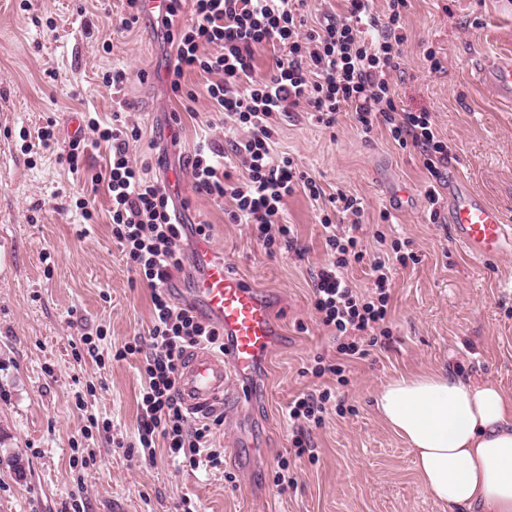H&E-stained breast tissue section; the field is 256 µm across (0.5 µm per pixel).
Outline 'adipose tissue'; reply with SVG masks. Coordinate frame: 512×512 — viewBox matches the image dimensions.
<instances>
[{
  "instance_id": "1",
  "label": "adipose tissue",
  "mask_w": 512,
  "mask_h": 512,
  "mask_svg": "<svg viewBox=\"0 0 512 512\" xmlns=\"http://www.w3.org/2000/svg\"><path fill=\"white\" fill-rule=\"evenodd\" d=\"M375 407L444 512H512V395L437 369L381 387Z\"/></svg>"
}]
</instances>
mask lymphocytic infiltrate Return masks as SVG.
Segmentation results:
<instances>
[{"label": "lymphocytic infiltrate", "instance_id": "lymphocytic-infiltrate-1", "mask_svg": "<svg viewBox=\"0 0 512 512\" xmlns=\"http://www.w3.org/2000/svg\"><path fill=\"white\" fill-rule=\"evenodd\" d=\"M187 19H180L182 0H169L159 19L164 40L174 52L167 69L173 93H182L186 74L205 75L207 97L221 116L229 138L225 146L199 142L190 159L198 194L220 201L231 199L233 223L250 226L267 254L293 246L294 233L283 219L286 198L304 192L321 202L320 218L331 261L313 280L311 307L318 322L339 338L341 362L315 358L307 372L315 378L334 375L347 384L352 362L375 346V333L389 315L390 290L396 266L407 265L412 253L395 242L394 259L369 261L373 287L357 292L344 271L364 261L360 217L364 204L345 190L326 194L316 177L296 168L292 160H274L276 123L286 107H304L317 124L330 128L341 112L352 113L358 129L370 134L377 121L388 125L399 147L417 149L431 177L447 163L451 151L441 140L432 115L399 108L389 79L400 67L407 39L403 13L407 0H388V10L373 11V0H345L344 14L312 25L304 13L307 0H192ZM269 49L274 65L258 73L255 51ZM127 103H120L110 124L84 113V125L110 148L104 173L93 174L76 208L92 220V198L106 188L112 199V236L120 244L126 264L151 290L153 314L146 338L135 339L116 351V358L143 354L145 388L142 394L138 440L143 460L156 459L157 443L167 454L191 466H218L219 449L210 448L209 416L192 419L177 390L178 370L187 350L206 346L223 351L224 334L188 303L172 302L174 270L182 266L181 243L186 233L203 237V224L186 228L177 205L160 178L131 159L130 148L141 138L129 125ZM330 391L307 392L289 402L286 415L296 428L295 456L309 448L308 434L321 426Z\"/></svg>", "mask_w": 512, "mask_h": 512}]
</instances>
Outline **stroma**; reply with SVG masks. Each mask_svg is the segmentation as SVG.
Wrapping results in <instances>:
<instances>
[{"label": "stroma", "instance_id": "obj_1", "mask_svg": "<svg viewBox=\"0 0 512 512\" xmlns=\"http://www.w3.org/2000/svg\"><path fill=\"white\" fill-rule=\"evenodd\" d=\"M122 0H0V512H61L78 499L83 512H443L426 492L403 439L380 419L374 397L402 376L445 368L475 381L495 380L512 394V255L478 266L453 242L447 225L448 177L465 175L489 202L512 216V106L477 70L484 54L512 55V0H408L404 63L391 79L399 107L431 112L452 148L432 179L413 148H400L384 126L363 135L348 112L314 124L295 109L283 115L276 152L314 173L326 193L363 199L360 218L369 255L410 239L417 263L397 267L391 286L390 336L354 363L349 383L303 374L314 356L335 360L336 342L311 313V274L328 262L318 208L303 194L285 202L298 251L267 255L246 225L228 217L230 200L193 188L187 160L198 142L223 143L224 128L204 95V76L186 75L193 112L169 89L171 50L155 18L111 32L105 13ZM434 52L441 62L432 69ZM126 73L122 99L142 131L132 158L180 174L171 193L185 223H204L228 271L269 295L280 334L250 381L251 393L212 429L221 466L175 464L138 455L137 412L143 357L114 353L151 324V291L135 280L112 238L109 197L99 191L94 222L70 209V197L100 171L105 148H89L86 169L59 162L62 141L90 130L82 113L112 114L102 84ZM54 121L60 141L39 146L38 128ZM170 143L158 155L153 142ZM434 182L437 206L424 192ZM409 192L399 208L390 190ZM438 218H431V210ZM390 221H383V214ZM99 337L101 361L83 337ZM331 387L342 411H328L311 433L312 450L289 457L294 489L273 483L289 456L286 407L298 393ZM109 429L89 427V418ZM22 470H15L12 458Z\"/></svg>", "mask_w": 512, "mask_h": 512}]
</instances>
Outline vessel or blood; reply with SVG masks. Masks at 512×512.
I'll use <instances>...</instances> for the list:
<instances>
[{
	"instance_id": "1",
	"label": "vessel or blood",
	"mask_w": 512,
	"mask_h": 512,
	"mask_svg": "<svg viewBox=\"0 0 512 512\" xmlns=\"http://www.w3.org/2000/svg\"><path fill=\"white\" fill-rule=\"evenodd\" d=\"M489 83L512 104V56H500ZM448 222L455 243L479 264L512 253V223L464 176L448 189ZM198 273L192 304L224 332V349L189 350L181 368L179 391L190 413L224 403L228 389L245 396L248 382L270 350L276 325L271 300L244 279L229 273L209 239L195 246Z\"/></svg>"
}]
</instances>
